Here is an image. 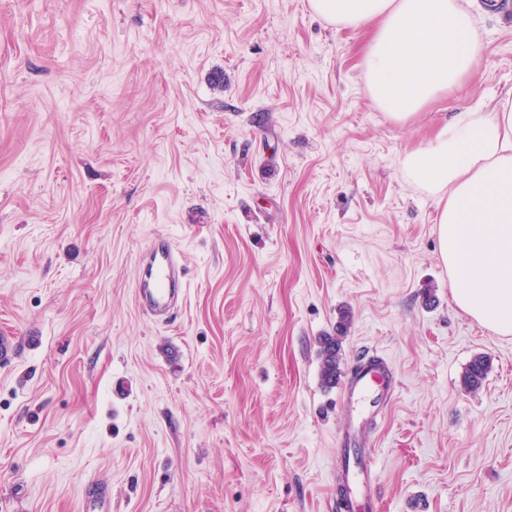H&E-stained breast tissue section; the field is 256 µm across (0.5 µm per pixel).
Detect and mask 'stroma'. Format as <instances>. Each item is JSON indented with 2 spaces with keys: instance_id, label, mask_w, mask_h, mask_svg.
<instances>
[{
  "instance_id": "1",
  "label": "stroma",
  "mask_w": 512,
  "mask_h": 512,
  "mask_svg": "<svg viewBox=\"0 0 512 512\" xmlns=\"http://www.w3.org/2000/svg\"><path fill=\"white\" fill-rule=\"evenodd\" d=\"M473 18V73L400 123L369 32L308 0H0V512H336L345 313L342 372L366 349L397 383L375 512H512V337L452 301L401 166L512 94V15ZM158 234L167 325L136 298ZM183 259L170 239L157 235L139 266L137 295L140 306L154 319L169 320L174 315L185 281ZM348 316H342L336 334H325L318 338L319 356L321 359V380L325 388H333L341 377L342 331L347 324ZM487 368L482 356L474 357L462 374V386L471 391L479 390L486 379Z\"/></svg>"
}]
</instances>
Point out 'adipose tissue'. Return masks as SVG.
Masks as SVG:
<instances>
[{"mask_svg": "<svg viewBox=\"0 0 512 512\" xmlns=\"http://www.w3.org/2000/svg\"><path fill=\"white\" fill-rule=\"evenodd\" d=\"M324 20L377 29L364 55L373 103L395 120L415 116L468 75L482 51L459 0H309ZM405 178L438 196L440 259L455 305L512 335V95L490 114L467 112L407 153Z\"/></svg>", "mask_w": 512, "mask_h": 512, "instance_id": "adipose-tissue-1", "label": "adipose tissue"}]
</instances>
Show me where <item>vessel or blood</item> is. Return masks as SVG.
Wrapping results in <instances>:
<instances>
[{
	"instance_id": "1",
	"label": "vessel or blood",
	"mask_w": 512,
	"mask_h": 512,
	"mask_svg": "<svg viewBox=\"0 0 512 512\" xmlns=\"http://www.w3.org/2000/svg\"><path fill=\"white\" fill-rule=\"evenodd\" d=\"M183 259L165 235H157L139 266L137 295L140 306L158 320L174 315L185 282ZM395 379L387 360L377 354L357 357L354 370L341 393L348 425L339 438L342 469L336 512H370L377 497V472L373 456L364 448L360 431L377 422L379 412L394 399Z\"/></svg>"
}]
</instances>
